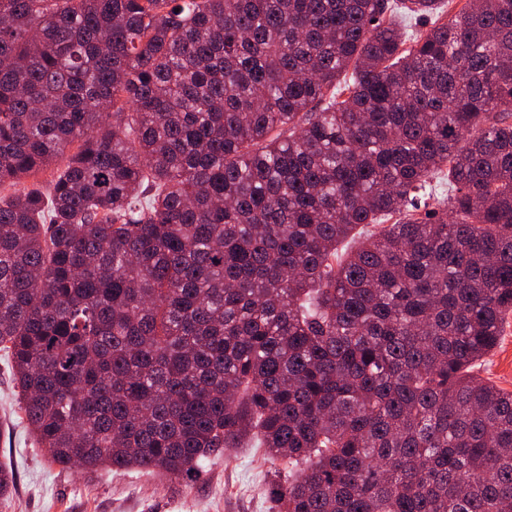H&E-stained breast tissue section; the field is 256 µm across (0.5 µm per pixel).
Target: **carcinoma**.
<instances>
[{"label":"carcinoma","instance_id":"1","mask_svg":"<svg viewBox=\"0 0 512 512\" xmlns=\"http://www.w3.org/2000/svg\"><path fill=\"white\" fill-rule=\"evenodd\" d=\"M0 187L50 462L251 434L279 512H512V0H0ZM475 379L512 392V314L505 317L498 346L477 361L470 372Z\"/></svg>","mask_w":512,"mask_h":512}]
</instances>
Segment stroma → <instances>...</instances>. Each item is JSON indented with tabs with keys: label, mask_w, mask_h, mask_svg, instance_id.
Returning a JSON list of instances; mask_svg holds the SVG:
<instances>
[{
	"label": "stroma",
	"mask_w": 512,
	"mask_h": 512,
	"mask_svg": "<svg viewBox=\"0 0 512 512\" xmlns=\"http://www.w3.org/2000/svg\"><path fill=\"white\" fill-rule=\"evenodd\" d=\"M475 379L512 392V314L498 346L477 361ZM17 388L0 353V464L15 488L0 512H276L268 489L288 479V464L270 459L256 442L210 457L188 479L157 472L64 470L38 449L21 419Z\"/></svg>",
	"instance_id": "obj_1"
}]
</instances>
